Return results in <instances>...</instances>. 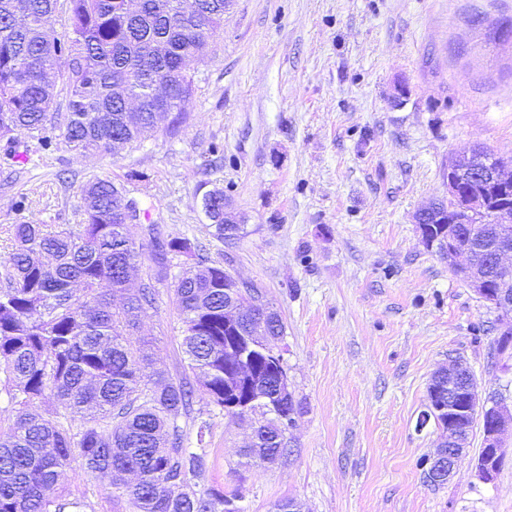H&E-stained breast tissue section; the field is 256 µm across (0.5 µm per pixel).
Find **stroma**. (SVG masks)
Instances as JSON below:
<instances>
[{
	"label": "stroma",
	"mask_w": 512,
	"mask_h": 512,
	"mask_svg": "<svg viewBox=\"0 0 512 512\" xmlns=\"http://www.w3.org/2000/svg\"><path fill=\"white\" fill-rule=\"evenodd\" d=\"M189 118L117 154L42 150L27 164L0 142V255L8 227L76 224L95 177L141 210L132 285L155 276L147 227L189 238L259 288L286 326L281 343L302 413L286 455L237 481L247 421L196 403L188 447L208 420L196 488L241 485L248 512L298 499L305 512H512V437L493 482L462 460L444 483L424 464L435 423L418 428L432 374L465 362L483 396L512 402L494 355L505 323L427 250L418 209L448 194L451 154L482 145L512 158V0H234L198 66ZM223 191L244 224L212 234L202 197ZM174 278L141 317L155 369L184 375ZM61 483L85 512H131L84 475Z\"/></svg>",
	"instance_id": "35a3bbf8"
}]
</instances>
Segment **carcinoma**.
<instances>
[{"label": "carcinoma", "instance_id": "obj_1", "mask_svg": "<svg viewBox=\"0 0 512 512\" xmlns=\"http://www.w3.org/2000/svg\"><path fill=\"white\" fill-rule=\"evenodd\" d=\"M65 2L67 31L60 39L45 28ZM233 0H141L136 13L125 0H0V137L18 142L29 134L49 147L63 141L75 151L110 152L154 135L161 112L187 119L197 82L185 66L207 58L204 32H220ZM54 73L55 80L45 77ZM156 77L169 80L163 98ZM61 80L66 112H51ZM140 105L127 120V100ZM79 224H12V249L0 261V376L12 408L0 430V512H80L85 503L58 488L74 466L93 476L135 512H224L240 498L195 490L206 464L207 422L196 448L184 444L178 421L194 400L224 407L244 389L224 391V267L210 262L187 237L165 235L151 224L157 276L171 259L190 260L177 277L174 302L182 323L184 377L148 372L146 341L136 338L141 312L153 306L152 281L126 288L141 246L120 212L119 187L107 178L80 192ZM205 215L213 235L231 242L241 224L224 223V198ZM272 349L285 335L281 316L269 310ZM253 380L276 393L278 356L255 350ZM52 394L44 414L29 411ZM295 399L277 400L274 417L240 449L243 465L273 463L284 455L281 416L300 414Z\"/></svg>", "mask_w": 512, "mask_h": 512}]
</instances>
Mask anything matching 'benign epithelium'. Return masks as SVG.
I'll use <instances>...</instances> for the list:
<instances>
[{
  "label": "benign epithelium",
  "mask_w": 512,
  "mask_h": 512,
  "mask_svg": "<svg viewBox=\"0 0 512 512\" xmlns=\"http://www.w3.org/2000/svg\"><path fill=\"white\" fill-rule=\"evenodd\" d=\"M486 182L498 188L512 186V165L492 167L482 161L476 151L454 154L448 158L447 209L435 203L420 209L414 222L417 224L423 246L436 251L448 264L455 265L457 257L467 258L466 266L459 269L468 286L491 308L509 317L512 315V263L503 262L504 256L512 255V225L502 218L512 214L509 209L490 210L482 197H465L461 187L466 182ZM258 298L231 296L224 306V324L235 327L233 346L227 348L232 354L241 351L246 358L257 346L258 335H267L265 317H257L255 332L240 333L237 323L249 310L261 306ZM506 340L496 346L497 356L504 371H509L512 358V327L500 332ZM270 398L254 390V397L236 406L241 415L248 417L268 410ZM427 414L448 415V428L441 429L440 442L431 459L429 480L444 481L458 463L467 455L469 435L461 434L457 421L479 416L482 423L483 446L472 459L478 478L484 483L492 482L504 460V440L512 436V409L502 400H493L491 405L481 402L477 380L471 377L469 368L457 363L448 367V383L438 389L428 390Z\"/></svg>",
  "instance_id": "7a95c632"
}]
</instances>
